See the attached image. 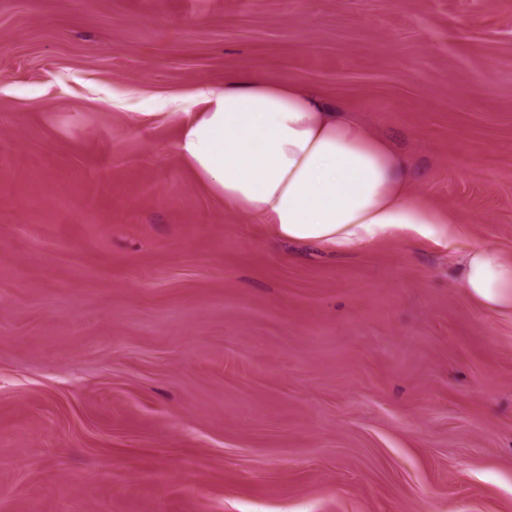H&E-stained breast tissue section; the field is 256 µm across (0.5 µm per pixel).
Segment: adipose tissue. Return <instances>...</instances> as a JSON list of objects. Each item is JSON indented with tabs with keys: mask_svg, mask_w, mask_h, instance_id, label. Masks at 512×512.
<instances>
[{
	"mask_svg": "<svg viewBox=\"0 0 512 512\" xmlns=\"http://www.w3.org/2000/svg\"><path fill=\"white\" fill-rule=\"evenodd\" d=\"M178 151L229 210L271 225L284 240L354 248L405 227L441 223L414 200L408 160L392 141L294 80H230L196 95ZM459 286L490 307L512 308V259L470 249Z\"/></svg>",
	"mask_w": 512,
	"mask_h": 512,
	"instance_id": "ef3b65f1",
	"label": "adipose tissue"
}]
</instances>
